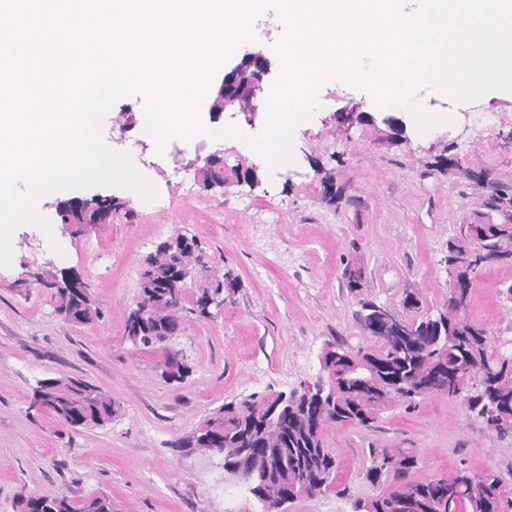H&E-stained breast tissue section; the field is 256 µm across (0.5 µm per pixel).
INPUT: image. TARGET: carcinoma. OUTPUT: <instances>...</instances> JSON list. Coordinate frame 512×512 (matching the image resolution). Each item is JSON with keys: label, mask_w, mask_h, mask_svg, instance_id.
<instances>
[{"label": "carcinoma", "mask_w": 512, "mask_h": 512, "mask_svg": "<svg viewBox=\"0 0 512 512\" xmlns=\"http://www.w3.org/2000/svg\"><path fill=\"white\" fill-rule=\"evenodd\" d=\"M448 301L419 319H404L402 335L369 336L370 349L337 348L322 352L327 374L324 391L299 387L288 395L255 393L222 404L193 432L178 438L176 448H200L204 438L222 441L224 470L269 472L259 485L240 484L261 512L286 502L322 495L334 487L336 460L326 448L331 426L370 428L397 403L442 396L461 400L469 413L499 434L512 433V351L497 343L468 316L472 275L476 268L457 266L462 255H485L512 263V224H463L448 240ZM187 275L199 271L204 285L193 294L192 311L205 308L221 289L236 287L230 273L209 274L201 268L195 238L178 233L161 242L144 260L141 300L128 315L126 339L138 348L156 350L180 330L186 302ZM41 280V277H36ZM43 281V280H41ZM55 289L56 311L68 324H90L102 310L87 287L75 290L66 281L45 280ZM166 377L178 381L187 372L179 353L164 347ZM288 399V411L270 416L274 402ZM28 410L47 412L72 428L103 427L121 412L111 396L82 379L47 378L30 396ZM364 477L383 487L363 512H512V496L495 471L461 466L451 477L408 482L419 457L414 448H372ZM18 512H112V497L92 492L80 499L22 490Z\"/></svg>", "instance_id": "1"}]
</instances>
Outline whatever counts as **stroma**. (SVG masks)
Listing matches in <instances>:
<instances>
[{"label": "stroma", "mask_w": 512, "mask_h": 512, "mask_svg": "<svg viewBox=\"0 0 512 512\" xmlns=\"http://www.w3.org/2000/svg\"><path fill=\"white\" fill-rule=\"evenodd\" d=\"M430 109L451 111L455 125L426 135L409 130L407 142L383 140L384 110L370 96L331 82L320 109L294 129L295 160L269 169L242 138L216 145L209 137L156 147L137 137L143 102L116 101L104 140H125L156 196L143 202L115 189L126 205L111 223L66 227L58 216L72 191L45 196L40 211L64 247L54 253L32 226L12 235L10 266L0 267V512H16L20 488L78 499L92 492L112 498L113 512H257L258 506L225 482L215 457L183 455L174 441L191 433L225 402L253 393L290 392L322 377L319 356L336 344L369 347L357 324L360 299L407 318L436 312L448 296L446 243L463 224H496L488 210L495 192L512 193V93L451 103L420 91ZM371 112L377 122L350 125L341 112ZM497 117L492 136L474 122ZM224 157L225 191L200 181L182 184L175 167L198 170L211 154ZM453 157L446 172L438 158ZM256 165L257 187L233 183L234 170ZM331 174L339 203L322 196ZM196 238L210 271L231 272L237 286L221 315L183 313L170 340L189 367L178 382L164 375L162 351H142L125 338L140 295L143 259L174 233ZM363 268L365 285L347 286L346 265ZM79 275L102 307L101 321L65 323L46 282ZM512 264L477 268L469 315L497 341L512 339ZM419 300L404 307L407 294ZM75 377L98 387L122 412L103 428L66 429L52 415H29L38 380ZM327 446L338 464L335 489L300 499L288 512H355L379 486L363 472L370 448H413L419 464L411 480L452 475L460 461L501 473L512 492V436L500 437L468 416L463 404L429 397L415 408L399 405L372 428L333 426Z\"/></svg>", "instance_id": "1"}]
</instances>
